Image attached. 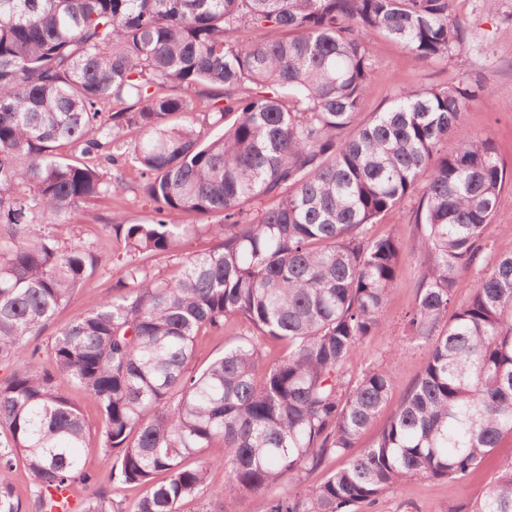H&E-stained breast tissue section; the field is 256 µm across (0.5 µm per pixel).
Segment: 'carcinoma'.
Returning <instances> with one entry per match:
<instances>
[{
  "label": "carcinoma",
  "mask_w": 512,
  "mask_h": 512,
  "mask_svg": "<svg viewBox=\"0 0 512 512\" xmlns=\"http://www.w3.org/2000/svg\"><path fill=\"white\" fill-rule=\"evenodd\" d=\"M451 4L0 0V512H21L20 460L37 512H55L74 483L88 491L82 512H180L204 492L198 512H235L233 496L249 494L264 512H368L407 480L466 479L512 438V252L479 263L512 172L462 123L485 87L460 78L360 112L370 37L419 63L445 58L464 42ZM246 27L266 39L239 42ZM61 142L101 163L56 154ZM107 166L138 170L154 216L112 225L125 276L43 346L98 258L59 246L41 218L118 192ZM419 189L411 244L370 234ZM261 197L276 204L251 212ZM191 231L216 244L155 276L149 259ZM409 248L428 256L407 323L425 363L361 448L392 377L381 365L355 377L347 359L381 327ZM471 270L469 301L448 312ZM235 321L248 331L192 367L200 331ZM265 339L282 356L266 361ZM43 349L50 371L37 368ZM61 379L96 400L99 443ZM95 447L116 487L145 488L130 510L83 470ZM214 469L221 487L208 486ZM438 512H512V458Z\"/></svg>",
  "instance_id": "cac0c4a2"
}]
</instances>
